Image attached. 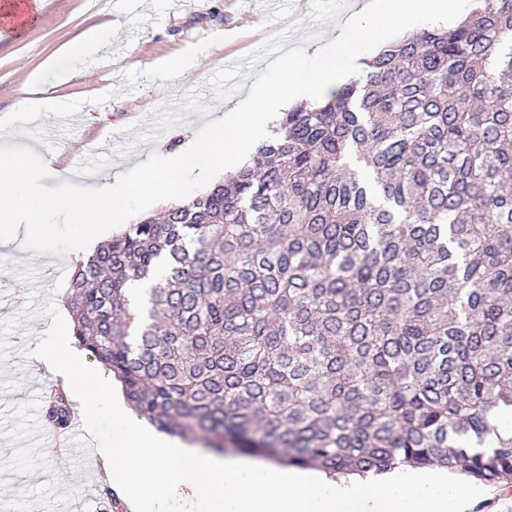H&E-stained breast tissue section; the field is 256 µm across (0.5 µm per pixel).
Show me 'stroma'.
<instances>
[{"mask_svg": "<svg viewBox=\"0 0 512 512\" xmlns=\"http://www.w3.org/2000/svg\"><path fill=\"white\" fill-rule=\"evenodd\" d=\"M311 0H113L112 39L94 56L76 60L68 52L89 28L104 23L101 0H43L39 17L20 36L0 32V125L8 143L35 147L50 159L45 184L77 182L94 170L113 178L195 136L206 122L244 100L265 63L244 69L234 92L219 100L206 93L208 79L244 55L276 40L284 48L311 49L334 39V22L312 23ZM195 56L188 79L155 69L156 61ZM42 92L67 103L63 112H25V94ZM182 101L177 125L166 121L172 98ZM108 145L94 166L82 164L88 146ZM78 260L0 246V512H101L99 490L107 481L87 431L71 447L46 445L44 397L63 386L26 352L51 324L40 313L53 299L63 318L66 288H43L45 272L69 280Z\"/></svg>", "mask_w": 512, "mask_h": 512, "instance_id": "35a3bbf8", "label": "stroma"}]
</instances>
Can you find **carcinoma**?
<instances>
[{
	"label": "carcinoma",
	"mask_w": 512,
	"mask_h": 512,
	"mask_svg": "<svg viewBox=\"0 0 512 512\" xmlns=\"http://www.w3.org/2000/svg\"><path fill=\"white\" fill-rule=\"evenodd\" d=\"M275 133L77 262L79 346L218 453L512 487V0L403 37ZM72 417L52 394L49 429Z\"/></svg>",
	"instance_id": "cac0c4a2"
}]
</instances>
